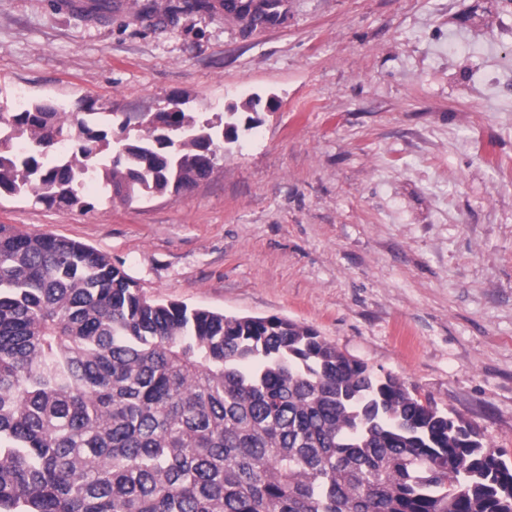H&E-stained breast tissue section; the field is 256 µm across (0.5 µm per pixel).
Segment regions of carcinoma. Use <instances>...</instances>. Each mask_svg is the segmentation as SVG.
<instances>
[{"label": "carcinoma", "instance_id": "obj_1", "mask_svg": "<svg viewBox=\"0 0 512 512\" xmlns=\"http://www.w3.org/2000/svg\"><path fill=\"white\" fill-rule=\"evenodd\" d=\"M235 115L0 112V193L177 194ZM0 512H512V463L310 327L151 300L93 248L0 224Z\"/></svg>", "mask_w": 512, "mask_h": 512}]
</instances>
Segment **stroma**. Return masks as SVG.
I'll return each instance as SVG.
<instances>
[{
  "label": "stroma",
  "mask_w": 512,
  "mask_h": 512,
  "mask_svg": "<svg viewBox=\"0 0 512 512\" xmlns=\"http://www.w3.org/2000/svg\"><path fill=\"white\" fill-rule=\"evenodd\" d=\"M0 0V108L238 110L180 194L0 196L157 301L314 328L512 459V0ZM256 108H248L251 98Z\"/></svg>",
  "instance_id": "stroma-1"
}]
</instances>
